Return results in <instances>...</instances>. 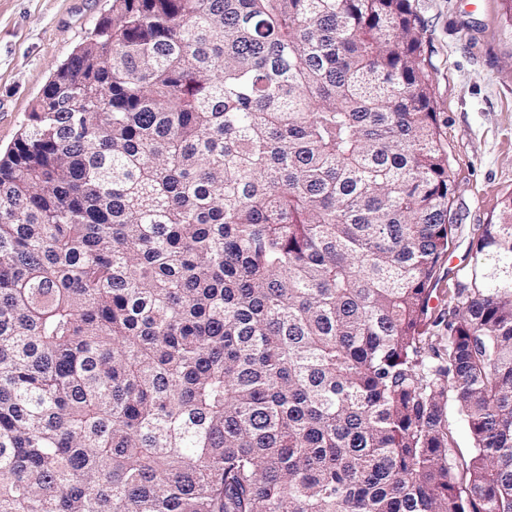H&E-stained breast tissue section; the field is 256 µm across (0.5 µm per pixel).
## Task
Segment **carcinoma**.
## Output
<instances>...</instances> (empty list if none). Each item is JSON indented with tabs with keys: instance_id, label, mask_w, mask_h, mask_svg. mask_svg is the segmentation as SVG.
<instances>
[{
	"instance_id": "obj_1",
	"label": "carcinoma",
	"mask_w": 512,
	"mask_h": 512,
	"mask_svg": "<svg viewBox=\"0 0 512 512\" xmlns=\"http://www.w3.org/2000/svg\"><path fill=\"white\" fill-rule=\"evenodd\" d=\"M408 2L115 0L57 69L0 158V512H512V194L432 316Z\"/></svg>"
}]
</instances>
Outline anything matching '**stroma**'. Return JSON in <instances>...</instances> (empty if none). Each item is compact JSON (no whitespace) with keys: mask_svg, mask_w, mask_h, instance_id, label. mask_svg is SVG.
<instances>
[{"mask_svg":"<svg viewBox=\"0 0 512 512\" xmlns=\"http://www.w3.org/2000/svg\"><path fill=\"white\" fill-rule=\"evenodd\" d=\"M421 25L441 138L454 173L458 231L431 302L447 314L454 271L475 263L479 225L512 194V17L505 0H409ZM113 0H0V152L13 146L58 65Z\"/></svg>","mask_w":512,"mask_h":512,"instance_id":"stroma-1","label":"stroma"}]
</instances>
